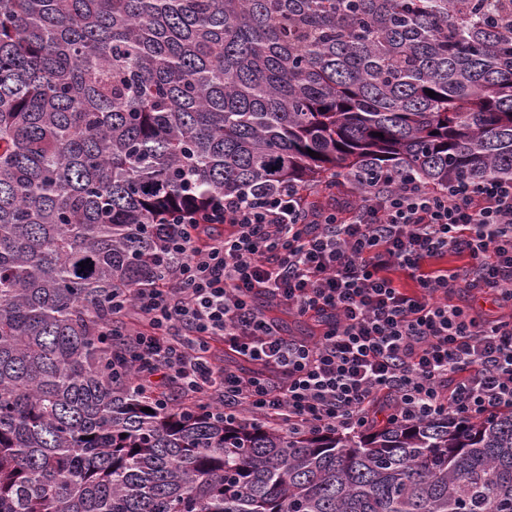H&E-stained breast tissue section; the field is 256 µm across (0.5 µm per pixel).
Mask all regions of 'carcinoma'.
I'll return each instance as SVG.
<instances>
[{
  "instance_id": "obj_1",
  "label": "carcinoma",
  "mask_w": 512,
  "mask_h": 512,
  "mask_svg": "<svg viewBox=\"0 0 512 512\" xmlns=\"http://www.w3.org/2000/svg\"><path fill=\"white\" fill-rule=\"evenodd\" d=\"M380 177H512V0H0V512H512V412L288 432L112 372L173 214Z\"/></svg>"
}]
</instances>
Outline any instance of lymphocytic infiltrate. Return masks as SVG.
I'll list each match as a JSON object with an SVG mask.
<instances>
[{
	"mask_svg": "<svg viewBox=\"0 0 512 512\" xmlns=\"http://www.w3.org/2000/svg\"><path fill=\"white\" fill-rule=\"evenodd\" d=\"M203 222L223 236L186 232L159 284L112 298L132 319L116 360L145 392L318 430H356L381 402L409 423L512 410L511 179L379 180L348 205L284 183L215 201ZM448 255L465 265L438 267ZM461 290L499 315L451 303ZM278 310L317 333L284 335Z\"/></svg>",
	"mask_w": 512,
	"mask_h": 512,
	"instance_id": "obj_1",
	"label": "lymphocytic infiltrate"
}]
</instances>
